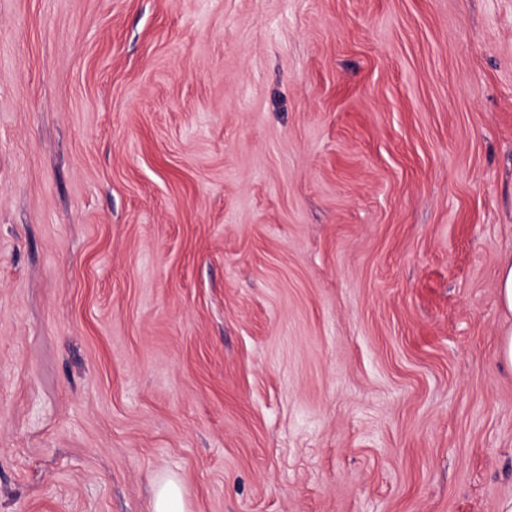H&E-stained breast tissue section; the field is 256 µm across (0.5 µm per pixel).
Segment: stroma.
<instances>
[{
  "label": "stroma",
  "mask_w": 512,
  "mask_h": 512,
  "mask_svg": "<svg viewBox=\"0 0 512 512\" xmlns=\"http://www.w3.org/2000/svg\"><path fill=\"white\" fill-rule=\"evenodd\" d=\"M512 0H0V512H498ZM153 512H185L183 486L175 475H163L155 481Z\"/></svg>",
  "instance_id": "obj_1"
}]
</instances>
